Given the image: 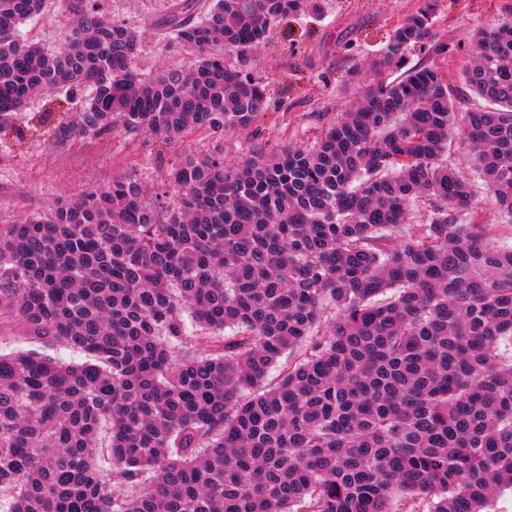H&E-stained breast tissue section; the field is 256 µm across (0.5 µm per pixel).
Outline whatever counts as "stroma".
<instances>
[{
    "mask_svg": "<svg viewBox=\"0 0 512 512\" xmlns=\"http://www.w3.org/2000/svg\"><path fill=\"white\" fill-rule=\"evenodd\" d=\"M182 0H104L112 17L143 32L135 59L143 78H154L169 67L191 64L193 52L167 49L169 15ZM418 0H326L321 17L307 18L293 28L276 27L269 40L248 55L247 69L267 88L270 109L250 134L229 132L204 141L191 137L190 149L222 150L226 162L240 160L245 143L264 154L285 144H313L325 126L340 117L373 76L367 68L380 52L381 38L395 22L415 11ZM512 0H441L436 17L440 40L448 46V85L455 109L481 107L461 80L476 31L505 17ZM71 14L61 0H48L45 11L21 25V33L49 52L64 46ZM20 147L0 152V223L82 190L130 176L155 190L166 182L168 169L157 164L152 143L141 135L112 132L98 139H76L57 147L47 136L23 130Z\"/></svg>",
    "mask_w": 512,
    "mask_h": 512,
    "instance_id": "1",
    "label": "stroma"
}]
</instances>
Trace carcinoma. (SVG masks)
Instances as JSON below:
<instances>
[{"label":"carcinoma","mask_w":512,"mask_h":512,"mask_svg":"<svg viewBox=\"0 0 512 512\" xmlns=\"http://www.w3.org/2000/svg\"><path fill=\"white\" fill-rule=\"evenodd\" d=\"M322 0H209L168 21L190 68L135 72L139 28L69 5L47 53L19 27L46 0H0V149L36 94L76 105L64 146L115 129L171 149L245 131L268 91L246 61ZM439 0L386 37L374 81L311 148L168 162L154 204L117 177L0 224V512H494L512 490V246L484 242L476 164L512 224V18L462 68L486 106L456 123ZM425 219L414 224L419 210ZM65 347L86 361L64 363ZM121 478L101 477L103 463Z\"/></svg>","instance_id":"cac0c4a2"}]
</instances>
